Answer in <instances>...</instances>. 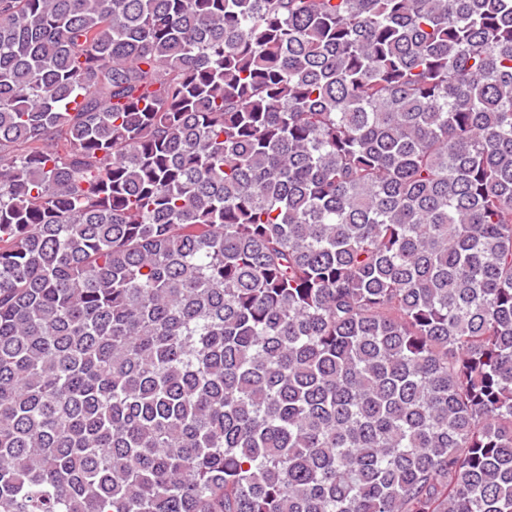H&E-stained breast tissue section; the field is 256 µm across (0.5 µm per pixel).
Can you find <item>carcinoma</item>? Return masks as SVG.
<instances>
[{"mask_svg": "<svg viewBox=\"0 0 512 512\" xmlns=\"http://www.w3.org/2000/svg\"><path fill=\"white\" fill-rule=\"evenodd\" d=\"M0 512H512V0H0Z\"/></svg>", "mask_w": 512, "mask_h": 512, "instance_id": "obj_1", "label": "carcinoma"}]
</instances>
